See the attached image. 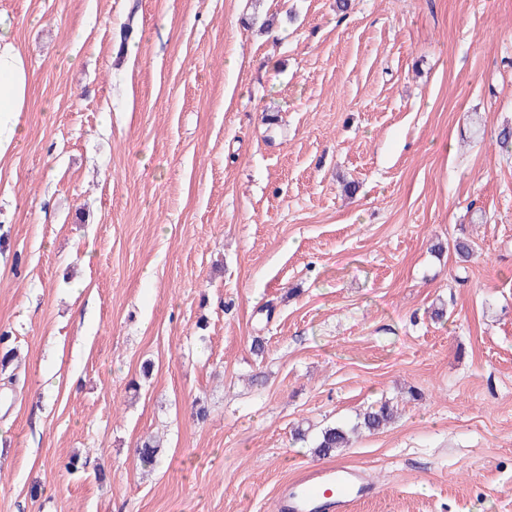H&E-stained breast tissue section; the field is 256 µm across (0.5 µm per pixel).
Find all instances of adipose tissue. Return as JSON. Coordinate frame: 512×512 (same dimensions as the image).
Segmentation results:
<instances>
[{
  "label": "adipose tissue",
  "instance_id": "1",
  "mask_svg": "<svg viewBox=\"0 0 512 512\" xmlns=\"http://www.w3.org/2000/svg\"><path fill=\"white\" fill-rule=\"evenodd\" d=\"M30 63L0 17V157L15 149L22 137V115L28 109Z\"/></svg>",
  "mask_w": 512,
  "mask_h": 512
}]
</instances>
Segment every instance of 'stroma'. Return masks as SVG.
Returning a JSON list of instances; mask_svg holds the SVG:
<instances>
[{"instance_id": "1", "label": "stroma", "mask_w": 512, "mask_h": 512, "mask_svg": "<svg viewBox=\"0 0 512 512\" xmlns=\"http://www.w3.org/2000/svg\"><path fill=\"white\" fill-rule=\"evenodd\" d=\"M349 3L0 0V512H512V0ZM30 76V63L11 33L10 22L0 16V158L21 142ZM392 418L393 409L384 402L378 407H371L369 411L365 412L356 427L374 432L387 425ZM349 430L345 426L335 425L324 428L313 444L312 452L317 457L331 456L339 448L348 444ZM373 485L358 467L304 468L282 484L277 512H352L355 504L373 493Z\"/></svg>"}]
</instances>
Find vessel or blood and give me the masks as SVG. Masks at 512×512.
<instances>
[{
  "instance_id": "obj_1",
  "label": "vessel or blood",
  "mask_w": 512,
  "mask_h": 512,
  "mask_svg": "<svg viewBox=\"0 0 512 512\" xmlns=\"http://www.w3.org/2000/svg\"><path fill=\"white\" fill-rule=\"evenodd\" d=\"M372 484L358 467L302 469L298 477L280 486L277 512H353L355 504L371 494Z\"/></svg>"
}]
</instances>
